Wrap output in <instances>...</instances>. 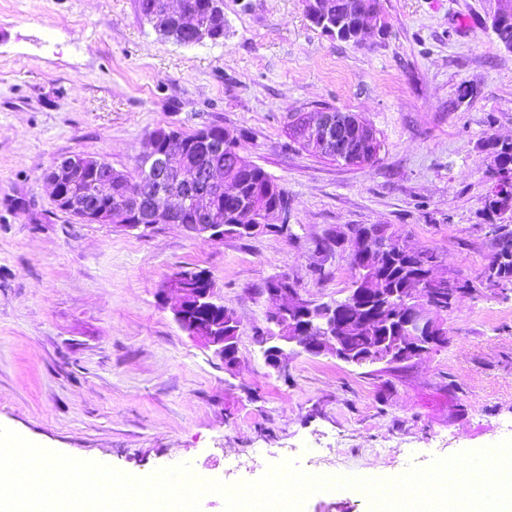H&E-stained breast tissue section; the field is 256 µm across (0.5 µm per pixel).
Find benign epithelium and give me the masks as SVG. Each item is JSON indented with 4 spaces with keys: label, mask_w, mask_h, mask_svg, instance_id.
<instances>
[{
    "label": "benign epithelium",
    "mask_w": 512,
    "mask_h": 512,
    "mask_svg": "<svg viewBox=\"0 0 512 512\" xmlns=\"http://www.w3.org/2000/svg\"><path fill=\"white\" fill-rule=\"evenodd\" d=\"M171 0H163V7L155 23L167 26L170 18L181 20L183 27L196 33L197 42L208 38L204 25L196 14L184 12L183 4L173 9ZM300 139L311 150L334 154L345 162L366 159L363 154H356L349 149V143L362 146L375 142V132L362 120L355 119L344 132L340 124L330 118L328 111L307 114L299 122ZM162 137L153 135L148 140V151L142 159L151 167V179L168 190L149 198V193H136L127 196L124 202L117 205H104L105 198L112 194V168L104 160L92 156L74 155L55 162L48 171L47 181L53 189L55 204L63 211L80 221L93 223H117L129 230L141 226L142 213L153 224H177L187 200L194 201L195 210L204 219L202 224L192 225V232L204 240L221 241L224 239V215L219 209V199L239 195L240 189L236 182L224 177V169L211 165L199 169L187 164L181 155L166 151L159 147ZM279 212L277 208H269L259 219L250 208L241 210L243 221L252 230L267 228L271 215ZM331 235L340 240L357 238L361 252L357 255L361 267L353 281L349 297V305H355L360 296V289L372 288L375 281L367 274L368 259L377 250L373 244L375 234L363 231L359 236L344 230L333 231ZM448 277L429 276L426 282L415 283L406 289L403 300L410 302L422 298L430 299L436 291L447 292L449 304H454L458 293L447 287ZM167 289L179 297V302L172 308L174 320L184 332L200 341L207 348H214L217 354L229 367L233 362L228 360L227 352L236 349L237 337L224 330V305L214 299V284L208 276L196 268H184L172 276ZM271 306L267 310V321L275 327L269 334L279 340L293 344L310 356H332L349 365L388 363L406 356H415L421 349L439 344L440 324L429 315L433 305H409L404 327L407 336L394 343L389 353H379L371 349L358 360L351 357L343 337L336 335V309H331L328 320L323 327L313 324L296 325L295 315L299 312L310 319L316 304L304 298L299 289L288 286V281L277 283L265 291Z\"/></svg>",
    "instance_id": "7a95c632"
}]
</instances>
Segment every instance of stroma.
<instances>
[{"label": "stroma", "instance_id": "35a3bbf8", "mask_svg": "<svg viewBox=\"0 0 512 512\" xmlns=\"http://www.w3.org/2000/svg\"><path fill=\"white\" fill-rule=\"evenodd\" d=\"M387 35L355 44L311 24L302 0H224V36L184 46L143 22L137 0H0V426L135 477L188 464L235 485L291 461L388 481L512 439V289L477 283L499 240L480 217L490 138L512 140V51L492 0H383ZM357 114L381 143L361 167L303 150L305 112ZM219 125L288 194L289 234L207 243L183 224L127 230L58 210L54 160L104 158L134 172L154 129ZM388 224L473 281L438 319L448 342L395 364L262 357L280 274L305 297L343 299L337 251L314 242ZM204 270L239 323L237 364L173 319L168 278ZM303 512H371L346 489Z\"/></svg>", "mask_w": 512, "mask_h": 512}]
</instances>
